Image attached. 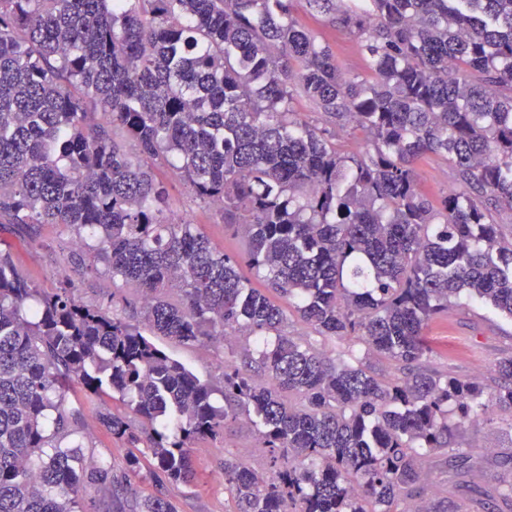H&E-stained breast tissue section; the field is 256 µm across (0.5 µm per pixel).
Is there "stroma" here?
Wrapping results in <instances>:
<instances>
[{"mask_svg":"<svg viewBox=\"0 0 512 512\" xmlns=\"http://www.w3.org/2000/svg\"><path fill=\"white\" fill-rule=\"evenodd\" d=\"M295 9L301 22L332 50L346 74L365 75L361 48L348 28L310 10L305 0H297ZM416 171L418 186L431 201H439L458 185L455 171L441 157L425 156L418 161ZM158 176L167 186L174 214L196 224L217 251L243 262L248 253V240L243 232L226 226L218 208L196 200L176 170L164 168ZM0 247L9 249L14 263L45 293L55 292L68 279L74 285L72 295L79 303L107 304L115 313L129 318L135 317L140 307V298L131 289L113 284L107 276L84 272L76 265L72 258V235L59 226L40 225L30 236H19L9 228H2ZM425 334L432 349L424 363L426 369L464 378L477 377L489 388L498 383L494 372L496 363L512 356V321L478 303L450 306L446 316L428 324ZM155 342L201 379L217 385L224 378L225 358L248 345L245 338L233 336L193 346L162 336L156 337ZM66 406L83 414L85 454L107 461L115 473L126 474L129 497L160 494L175 504L177 512H235V502L224 487L225 460L241 456L255 464L268 460L253 429L230 423L217 438L195 444L192 455L198 477L194 485L155 480L152 463L147 459L139 471L130 474L126 471L128 444L113 438L100 417L104 411L125 417L128 409L107 397L91 400L89 393L77 384L70 388ZM456 444L472 454L473 471L461 481L447 468L432 469L422 485L417 504L431 505L444 490L458 504L459 512H512L511 506L491 496L496 487L512 482V463L503 459L505 453L512 452V424L483 418L467 422Z\"/></svg>","mask_w":512,"mask_h":512,"instance_id":"stroma-1","label":"stroma"}]
</instances>
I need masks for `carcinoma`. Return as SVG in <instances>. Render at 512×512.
Here are the masks:
<instances>
[{
    "label": "carcinoma",
    "mask_w": 512,
    "mask_h": 512,
    "mask_svg": "<svg viewBox=\"0 0 512 512\" xmlns=\"http://www.w3.org/2000/svg\"><path fill=\"white\" fill-rule=\"evenodd\" d=\"M369 77L344 74L294 0H0V224H56L85 269L141 293V320L51 295L0 253V512H176L126 496L112 466L83 464L69 387L107 392L140 422L154 474L191 485L192 448L244 421L272 479L224 461L236 512H434L408 500L427 461L463 474L462 425L512 418L499 383L428 373L424 327L462 296L512 319V0H340ZM336 126L313 129L293 102ZM363 132V158L338 131ZM443 157L461 189L435 205L415 164ZM176 169L249 241L248 265L172 218L157 170ZM362 346L351 363L288 332ZM255 338L217 387L153 341ZM400 366L388 378L371 359ZM268 382H257L252 373ZM298 398L295 403L292 398Z\"/></svg>",
    "instance_id": "1"
}]
</instances>
